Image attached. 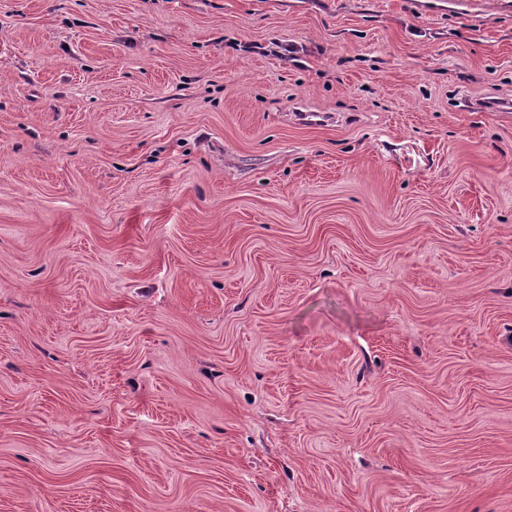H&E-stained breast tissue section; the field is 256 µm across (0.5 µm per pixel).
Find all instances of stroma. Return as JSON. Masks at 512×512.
<instances>
[{
    "label": "stroma",
    "instance_id": "1",
    "mask_svg": "<svg viewBox=\"0 0 512 512\" xmlns=\"http://www.w3.org/2000/svg\"><path fill=\"white\" fill-rule=\"evenodd\" d=\"M512 0H0V512H512Z\"/></svg>",
    "mask_w": 512,
    "mask_h": 512
}]
</instances>
